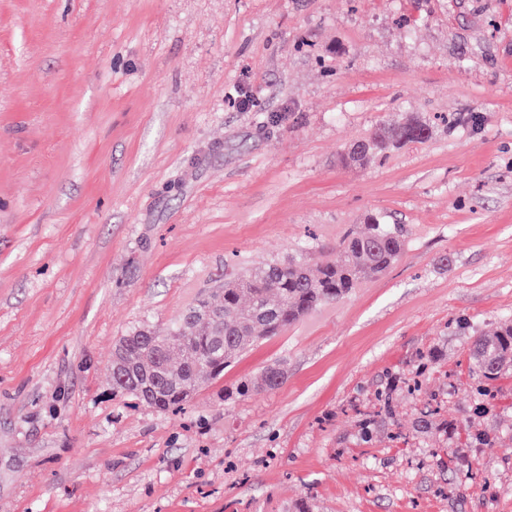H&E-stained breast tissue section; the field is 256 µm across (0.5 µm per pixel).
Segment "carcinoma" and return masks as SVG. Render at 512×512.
I'll return each mask as SVG.
<instances>
[{
  "label": "carcinoma",
  "mask_w": 512,
  "mask_h": 512,
  "mask_svg": "<svg viewBox=\"0 0 512 512\" xmlns=\"http://www.w3.org/2000/svg\"><path fill=\"white\" fill-rule=\"evenodd\" d=\"M428 135L418 120L391 124L354 144L345 160L359 165L372 154ZM402 247L401 230L371 215L364 232L345 236L336 244V257L314 268L299 254L228 279L166 330L138 327L120 337L112 354V391L159 411L176 409L259 340L279 335L317 307L347 297L362 280L384 273ZM509 370L512 321L494 337H476L471 348L473 377L492 380ZM285 375L282 363H270L254 389L275 390Z\"/></svg>",
  "instance_id": "carcinoma-1"
}]
</instances>
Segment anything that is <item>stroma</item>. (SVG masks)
<instances>
[{"label": "stroma", "instance_id": "obj_1", "mask_svg": "<svg viewBox=\"0 0 512 512\" xmlns=\"http://www.w3.org/2000/svg\"><path fill=\"white\" fill-rule=\"evenodd\" d=\"M371 214L382 275L181 412L113 394L130 328ZM509 320L512 0H0V512H512ZM428 135L429 128L418 120L384 126L373 137L354 144L348 150L345 160L350 164L360 165L372 154L380 153L391 146L423 140ZM470 357L471 373L477 379L492 380L512 371V321L505 322L494 337H476ZM285 366L281 362H273L264 367L260 380L254 386L256 391H272L278 389L284 382Z\"/></svg>", "mask_w": 512, "mask_h": 512}]
</instances>
